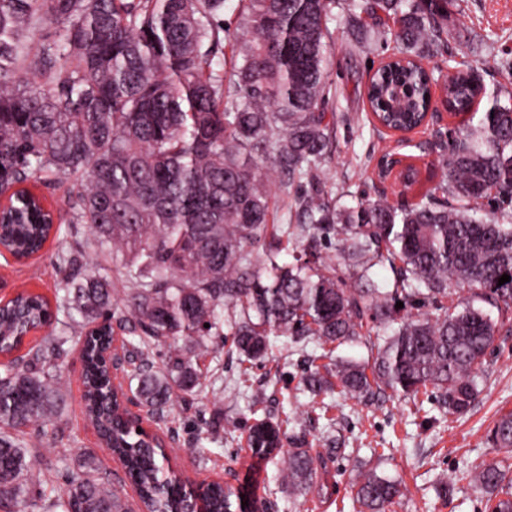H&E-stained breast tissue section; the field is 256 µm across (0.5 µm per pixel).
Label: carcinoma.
Masks as SVG:
<instances>
[{"mask_svg": "<svg viewBox=\"0 0 512 512\" xmlns=\"http://www.w3.org/2000/svg\"><path fill=\"white\" fill-rule=\"evenodd\" d=\"M398 25L400 60L376 71L366 88L370 109L388 127H412L424 118L430 95L425 73L412 59L440 41V21L453 0H368ZM334 0H248L252 39L233 88L212 68L223 24L224 0H0V189L37 181L45 173L72 175L78 190L67 200L72 223L87 224L91 246L127 270L132 288L124 311L114 308L110 283L94 275L69 276L56 309L65 330L81 341L85 420L101 444L123 463L125 476L147 512H187L192 494L164 473L160 444L137 432L111 390L105 359L108 331L129 333L128 352L139 356L132 395L150 412L176 393L207 394L198 360L208 336L224 322L239 355L265 358L271 338L314 337L322 345L361 335L367 321L396 323L376 338L373 364L339 361L315 369L303 391L333 392L360 400L373 388L410 398L432 387L450 414L478 398L477 378L498 324L480 309L455 311L444 300L458 287L480 290L484 301L512 310V198L491 215L472 202L489 189L512 186V95L494 97L479 119L470 116L485 90L471 70L448 72V112L469 116L461 136L448 141L441 178L424 200L397 208L361 196L340 205L325 190L323 162L329 140L319 108L324 101L328 23ZM48 26L58 39L34 53L30 27ZM32 78L24 81L21 74ZM294 195L297 223H269L267 184L277 169ZM440 192L446 201L436 202ZM6 213L22 222L0 226L8 252L42 250L53 225L42 209L16 193ZM311 251L312 259L279 260L283 240ZM336 241L341 257L360 269L350 288L321 242ZM77 243L57 255L62 269L80 263ZM376 265L394 273L393 288L370 276ZM427 301L434 312L400 315L397 302ZM51 305L25 292L0 311V353L24 342L27 327L52 324ZM79 318H74V315ZM209 328H204V324ZM68 336H48L0 366V512L33 505L28 444L18 434L36 429L63 402L54 360ZM165 346L169 360L150 367L144 351ZM285 438L279 425L255 421L247 437L253 453L275 459ZM493 446L512 457V412L491 429ZM82 475L53 502L55 512H128L109 482L96 475L94 457L79 461ZM318 462L305 448L288 451L279 477L306 489ZM466 480L488 495L489 512H512V475L484 462L436 487ZM402 496L401 483L366 472L355 493L358 512H387ZM207 512L237 504L218 483L202 488Z\"/></svg>", "mask_w": 512, "mask_h": 512, "instance_id": "1", "label": "carcinoma"}]
</instances>
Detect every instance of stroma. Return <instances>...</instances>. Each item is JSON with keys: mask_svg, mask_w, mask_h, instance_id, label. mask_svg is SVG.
Here are the masks:
<instances>
[{"mask_svg": "<svg viewBox=\"0 0 512 512\" xmlns=\"http://www.w3.org/2000/svg\"><path fill=\"white\" fill-rule=\"evenodd\" d=\"M222 19L223 49L213 68L228 79L249 41L244 0H224ZM359 24L371 36L363 48L356 46L344 15L329 24L331 54L321 106L330 135L326 189L345 205L362 194L396 207L412 205L434 187L427 174L436 170L449 130H461L465 119L440 111L404 143L378 127L365 89L370 65L396 50L394 25L389 18L378 21L367 12L360 13ZM444 29L448 48L424 54L428 70L444 71L451 65L477 70L486 92L481 101L485 108L491 96L512 93V74L504 67L512 61V0H454ZM385 154L417 166L422 172L419 185L407 190L395 177H380L378 163ZM76 189L73 180L52 173L36 183L35 192L59 217L60 235L27 262L0 257V291L37 292L52 303L63 296L65 281L56 270V256L90 233L88 225L71 223L67 212V196ZM227 332V325H219L213 339L217 351L200 361L203 373L220 390V407L186 395L163 416H143L145 426L165 440L167 464L175 473L197 483L234 473L240 485L272 502V512H357L355 484L373 468L402 483L404 496L390 512H487L486 496L468 485H461L448 501L437 497L434 485L466 465L499 457L489 432L502 414L512 411V320L500 323L478 380L479 397L463 416L449 414L432 389L411 399L385 393L361 403L336 393L310 398L300 391L304 378L310 368L327 365L330 359L317 343L296 344L281 336L273 339L263 361L246 366L234 347L223 343ZM79 352V343H70L55 362L65 403L43 426L33 450L34 473L50 472L51 479L39 485L32 512H50L57 491L79 474L78 457L86 451L96 454L99 473L111 481L131 512H142L120 462L101 448L96 431L84 419ZM258 418L278 423L287 436L304 440L313 453L325 457L326 469L318 473L316 488L296 494L275 483L272 463L255 457L247 444V428Z\"/></svg>", "mask_w": 512, "mask_h": 512, "instance_id": "obj_1", "label": "stroma"}]
</instances>
